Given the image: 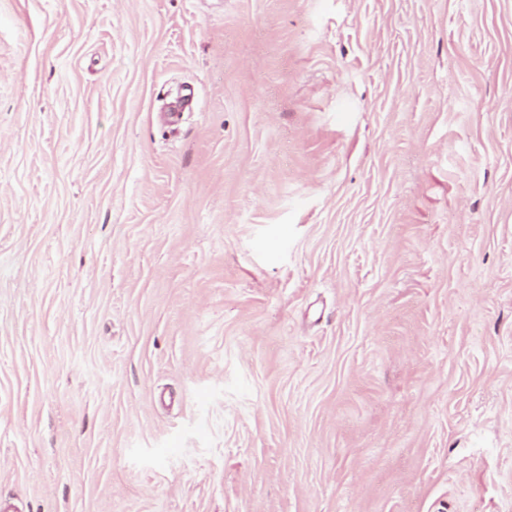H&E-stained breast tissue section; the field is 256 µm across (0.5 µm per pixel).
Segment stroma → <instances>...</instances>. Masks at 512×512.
<instances>
[{"mask_svg": "<svg viewBox=\"0 0 512 512\" xmlns=\"http://www.w3.org/2000/svg\"><path fill=\"white\" fill-rule=\"evenodd\" d=\"M0 500L512 512V0H0Z\"/></svg>", "mask_w": 512, "mask_h": 512, "instance_id": "obj_1", "label": "stroma"}]
</instances>
